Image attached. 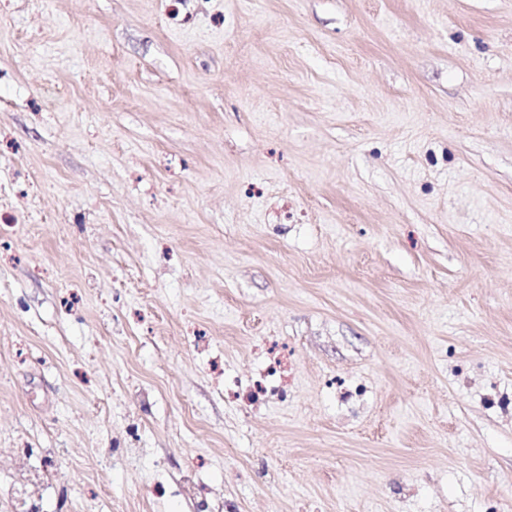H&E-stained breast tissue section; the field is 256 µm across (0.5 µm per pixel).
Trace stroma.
Masks as SVG:
<instances>
[{"label": "stroma", "instance_id": "obj_1", "mask_svg": "<svg viewBox=\"0 0 512 512\" xmlns=\"http://www.w3.org/2000/svg\"><path fill=\"white\" fill-rule=\"evenodd\" d=\"M27 503L512 512V0H0Z\"/></svg>", "mask_w": 512, "mask_h": 512}]
</instances>
